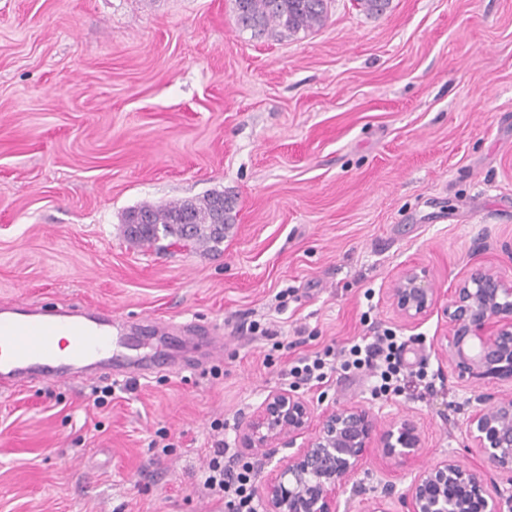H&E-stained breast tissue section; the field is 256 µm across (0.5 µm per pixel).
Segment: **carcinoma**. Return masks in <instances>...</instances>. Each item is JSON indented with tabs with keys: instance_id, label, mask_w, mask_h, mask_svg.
Masks as SVG:
<instances>
[{
	"instance_id": "carcinoma-1",
	"label": "carcinoma",
	"mask_w": 512,
	"mask_h": 512,
	"mask_svg": "<svg viewBox=\"0 0 512 512\" xmlns=\"http://www.w3.org/2000/svg\"><path fill=\"white\" fill-rule=\"evenodd\" d=\"M235 21L254 36L295 35L322 26L329 0H232ZM233 203L222 192L167 204L144 203L124 215L125 235L135 246L151 247L162 237L187 239L205 249L224 241L234 223Z\"/></svg>"
}]
</instances>
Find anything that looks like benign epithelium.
Segmentation results:
<instances>
[{"label":"benign epithelium","instance_id":"benign-epithelium-1","mask_svg":"<svg viewBox=\"0 0 512 512\" xmlns=\"http://www.w3.org/2000/svg\"><path fill=\"white\" fill-rule=\"evenodd\" d=\"M385 296L405 326L439 303L429 273L404 265L389 280ZM448 327L441 358L468 383H512V269L473 270L451 290L443 309ZM474 410L466 433L477 461L463 464L446 455L415 472L400 496L407 512H512V494L491 479L509 475L512 485V392ZM303 439L296 444L297 439ZM239 447L271 460L281 448L296 451L267 472L258 471L263 512H338V497L368 458L397 466L412 463L423 448L409 418L383 423L361 403L320 414L297 389L272 390L239 430ZM391 494L368 499L363 512H394Z\"/></svg>","mask_w":512,"mask_h":512}]
</instances>
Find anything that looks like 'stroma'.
<instances>
[{"mask_svg":"<svg viewBox=\"0 0 512 512\" xmlns=\"http://www.w3.org/2000/svg\"><path fill=\"white\" fill-rule=\"evenodd\" d=\"M224 192L217 250L129 245L148 202ZM440 299L478 267L512 266V0H331L294 36L239 30L231 0H0V308L107 307L220 327L204 371L0 392V512H225L200 490L215 433L238 428L291 363L392 329L433 394L375 399L333 373L316 411L360 402L417 423L415 464L375 456L359 512L418 467L475 459L470 393L438 359L441 310L402 326L383 295L398 268ZM276 330L274 338L253 324Z\"/></svg>","mask_w":512,"mask_h":512,"instance_id":"1","label":"stroma"}]
</instances>
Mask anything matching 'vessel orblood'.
<instances>
[{"instance_id":"1","label":"vessel or blood","mask_w":512,"mask_h":512,"mask_svg":"<svg viewBox=\"0 0 512 512\" xmlns=\"http://www.w3.org/2000/svg\"><path fill=\"white\" fill-rule=\"evenodd\" d=\"M159 325L146 324L133 343L152 345L150 355L131 356V341L112 333L111 311L80 303L58 309L0 310V388L16 389L34 382L88 381L107 373L114 377L149 376L166 361L154 338ZM69 337L61 349L60 337Z\"/></svg>"}]
</instances>
